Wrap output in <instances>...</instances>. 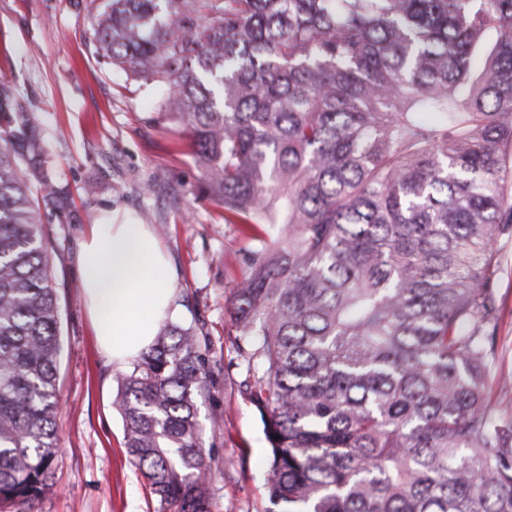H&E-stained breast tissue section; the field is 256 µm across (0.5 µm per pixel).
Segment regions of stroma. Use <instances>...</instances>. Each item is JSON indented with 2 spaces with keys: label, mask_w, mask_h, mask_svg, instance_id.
<instances>
[{
  "label": "stroma",
  "mask_w": 512,
  "mask_h": 512,
  "mask_svg": "<svg viewBox=\"0 0 512 512\" xmlns=\"http://www.w3.org/2000/svg\"><path fill=\"white\" fill-rule=\"evenodd\" d=\"M0 81L33 113L47 166L71 192L44 228L58 295L56 422L66 454L30 512L158 508L126 456L114 405L119 367L95 341L79 281L82 244L98 219L148 225L174 272L176 321L205 323L209 384L198 407L203 445L217 463L212 512H266L268 443L242 392L247 363L228 334L232 288L256 246L251 234L225 223L184 130L98 60L86 0H0ZM499 253L498 371L512 376V236L501 238Z\"/></svg>",
  "instance_id": "35a3bbf8"
}]
</instances>
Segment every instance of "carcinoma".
<instances>
[{
  "mask_svg": "<svg viewBox=\"0 0 512 512\" xmlns=\"http://www.w3.org/2000/svg\"><path fill=\"white\" fill-rule=\"evenodd\" d=\"M105 63L192 138L227 224L265 225L230 309L270 449L266 512H512L497 243L512 233V0H90ZM0 82V512L62 455L41 211L62 210ZM206 337L117 373L158 512H211Z\"/></svg>",
  "mask_w": 512,
  "mask_h": 512,
  "instance_id": "obj_1",
  "label": "carcinoma"
}]
</instances>
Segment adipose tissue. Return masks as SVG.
<instances>
[{"label":"adipose tissue","instance_id":"adipose-tissue-1","mask_svg":"<svg viewBox=\"0 0 512 512\" xmlns=\"http://www.w3.org/2000/svg\"><path fill=\"white\" fill-rule=\"evenodd\" d=\"M79 275L95 334L113 362L146 351L173 315L174 274L147 225L93 224Z\"/></svg>","mask_w":512,"mask_h":512}]
</instances>
